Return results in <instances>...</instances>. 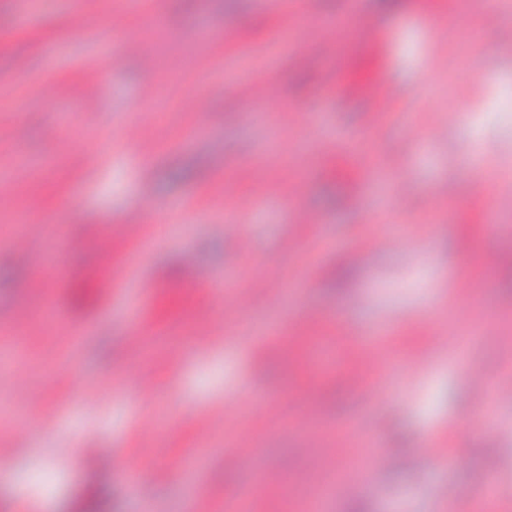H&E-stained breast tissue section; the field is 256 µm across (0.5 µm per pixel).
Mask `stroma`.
<instances>
[{
  "label": "stroma",
  "mask_w": 512,
  "mask_h": 512,
  "mask_svg": "<svg viewBox=\"0 0 512 512\" xmlns=\"http://www.w3.org/2000/svg\"><path fill=\"white\" fill-rule=\"evenodd\" d=\"M29 2L0 0V180L13 184L0 197V325L25 353L0 375L12 474L0 512H80L101 487L108 512H221L256 479L232 449L267 469L254 512H307L292 491L313 482L311 441L338 451L317 512L355 499L366 512H512V398L500 394L512 387V110L497 106L512 93V41L486 30L483 0H460L449 20L476 33L469 43L429 23L444 0H294L305 22L290 32L258 0H153L158 29L115 17L112 0L90 16L79 0ZM369 25L392 36L391 57L361 47ZM328 70L349 95L321 94ZM381 79L395 97L379 123L365 91ZM252 108L262 123L242 120ZM476 151L486 200L471 190ZM123 224L138 237L113 235ZM392 225L424 234L426 254L400 247ZM311 310L324 322L298 331ZM471 368L492 375L479 402ZM143 386L153 402L135 401ZM483 408L490 427L472 426ZM36 418L59 424L36 433ZM430 435L447 454L425 468ZM357 445L382 466L353 459ZM122 457L146 470L145 496L125 491ZM185 460L198 463L189 503ZM457 487L472 498L445 497Z\"/></svg>",
  "instance_id": "stroma-1"
}]
</instances>
